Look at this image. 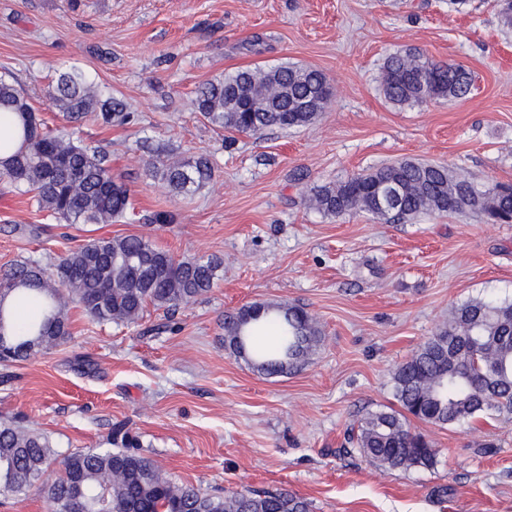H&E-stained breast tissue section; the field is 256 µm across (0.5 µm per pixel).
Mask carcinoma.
Returning a JSON list of instances; mask_svg holds the SVG:
<instances>
[{"instance_id": "1", "label": "carcinoma", "mask_w": 512, "mask_h": 512, "mask_svg": "<svg viewBox=\"0 0 512 512\" xmlns=\"http://www.w3.org/2000/svg\"><path fill=\"white\" fill-rule=\"evenodd\" d=\"M383 92L396 105L466 98L471 73L459 64L435 62L419 53L390 55ZM330 87L324 75L289 63L238 69L198 88L192 106L219 129L261 135L270 129L312 124L325 111ZM49 105L71 122L102 106L81 76L63 73L48 91ZM12 112L16 125L0 140V179L33 194L39 209L67 224H110L129 205L125 184L112 175L109 156L46 129L15 84L0 78V113ZM108 119L131 121L124 104L112 100ZM151 176L174 194L210 182L211 160L204 155L158 159ZM316 208L326 216L363 212L388 222L421 213H474L492 223L512 222V184L478 185L442 164L402 159L354 175L335 186L311 188ZM215 256L176 259L135 235L94 239L47 267L38 259L14 264L0 274V336L5 361H20L56 347L70 335L69 305L78 303L100 323L131 325L151 304L175 311L205 295L218 279ZM21 298L41 309L24 336H11L1 302ZM224 343L247 354L267 374L305 363L321 329L296 305L253 303L224 316ZM399 411L368 410L347 440L362 455L390 468H430L436 450L409 418L455 425L481 414L512 415V302L467 301L393 373ZM60 469L41 481L56 457ZM38 487L51 512H310L309 502L286 489H244L214 496L166 477L150 458L126 450L78 449L64 455L35 431L0 425V495Z\"/></svg>"}]
</instances>
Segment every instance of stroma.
Listing matches in <instances>:
<instances>
[{"label":"stroma","mask_w":512,"mask_h":512,"mask_svg":"<svg viewBox=\"0 0 512 512\" xmlns=\"http://www.w3.org/2000/svg\"><path fill=\"white\" fill-rule=\"evenodd\" d=\"M402 49L466 66L470 95L388 102L384 62ZM283 62L334 88L314 124L257 137L194 111L201 85ZM69 71L132 121L50 108ZM1 75L50 129L109 154L131 206L111 224H68L0 180V269L127 235L223 266L206 295L174 312L147 306L135 325L72 306L65 343L0 362V421L62 453L111 447L125 427L168 477L213 495L285 488L310 512H512V419L411 420L437 450L430 468L384 467L347 442L361 411L397 408L395 369L457 306L512 300V224L331 218L307 199L404 158L512 184V30L493 0H0ZM160 148L208 155L213 181L172 195L148 172ZM254 302L300 305L319 322L301 368L265 376L225 347V314Z\"/></svg>","instance_id":"obj_1"}]
</instances>
